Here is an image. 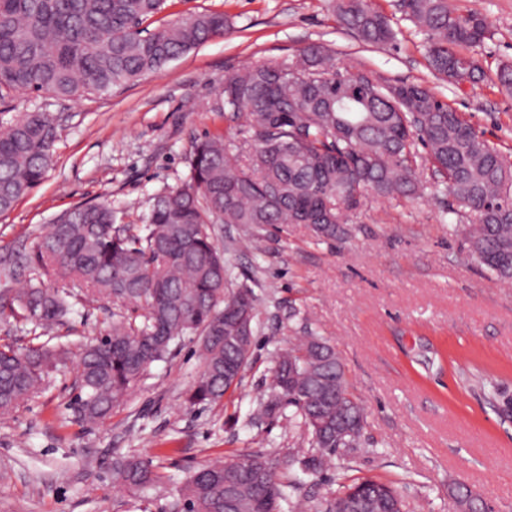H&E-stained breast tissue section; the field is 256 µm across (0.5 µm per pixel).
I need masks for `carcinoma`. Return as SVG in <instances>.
Listing matches in <instances>:
<instances>
[{
    "mask_svg": "<svg viewBox=\"0 0 512 512\" xmlns=\"http://www.w3.org/2000/svg\"><path fill=\"white\" fill-rule=\"evenodd\" d=\"M166 0H0V97L3 90L73 98L109 91L164 69L172 60L224 35L215 12L193 14L153 33L142 24ZM339 23L367 44L396 38L391 20L369 0H336ZM404 19L426 36L431 69L450 82L478 81L484 71L474 49L488 36L478 14L461 15L448 0H398ZM320 45L288 61L267 60L224 77V111L246 118L241 138L193 142L190 178L157 195L142 225L114 224L106 201L61 215L22 248H0V289L12 293L20 315L46 340L23 349L0 345V416L39 396L46 380L67 368L69 347L53 327L71 300L103 299L145 311L138 322L112 314V325L78 353L70 404L84 423H101L124 405L150 368L167 361L182 341L198 345L199 376L187 393L192 405H219L238 382L228 365H250L258 331L252 288L232 287L230 269L211 226L245 228L307 224L322 240L352 233L364 201L416 199L426 182L417 147L448 194L468 251L499 281L512 282V159L478 136L455 109L419 83L364 77L349 88ZM55 127L44 112L0 117V215L44 180ZM276 356L267 394L250 420L281 416L303 448L285 453L288 476L274 460L251 453L195 470L180 487L177 512H402L391 482L342 475L319 502L308 482L341 456L363 450L364 408L336 348L303 326ZM438 372L449 369L464 396L478 397L512 424V395L477 350H433ZM114 482L145 492L162 481L139 456L116 459Z\"/></svg>",
    "mask_w": 512,
    "mask_h": 512,
    "instance_id": "1",
    "label": "carcinoma"
}]
</instances>
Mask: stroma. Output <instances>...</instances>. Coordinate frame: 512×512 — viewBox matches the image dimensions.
Masks as SVG:
<instances>
[{
    "label": "stroma",
    "mask_w": 512,
    "mask_h": 512,
    "mask_svg": "<svg viewBox=\"0 0 512 512\" xmlns=\"http://www.w3.org/2000/svg\"><path fill=\"white\" fill-rule=\"evenodd\" d=\"M395 4L373 0L397 37L372 47L338 25L330 0H166L146 21L149 31L202 11L223 13L233 29L109 92L0 98V112L12 116L49 113L57 132L43 182L0 216V246L102 200L112 204L116 223H141L154 196L187 181L195 139L239 132L240 120L223 111L225 75L291 59L311 44L341 70L426 86L512 156V95L496 80L499 64L512 62V0H452L459 14L489 24L490 37L476 50L485 76L475 83L439 79L424 35ZM423 177L428 187L419 199H369L343 240H318L304 224L251 232L214 225L235 283H249L260 299L252 364L230 403L185 404L201 370L196 344L187 340L109 419L87 425L69 407L76 368L68 366L39 398L0 421V512H171L184 479L210 460L284 452L293 444L287 418L248 416L303 316L335 346L365 409L369 452L351 460V475L395 481L406 512H454L452 486L472 491L488 512H512V426L497 425L475 399L457 401L448 375L421 383L410 367L441 344L475 348L492 365L512 357V284L472 260L463 235L443 222L448 195L433 188L431 170ZM111 319V302L83 303L55 332L75 348ZM132 454L151 460L164 482L145 494L118 487L112 462Z\"/></svg>",
    "instance_id": "35a3bbf8"
}]
</instances>
